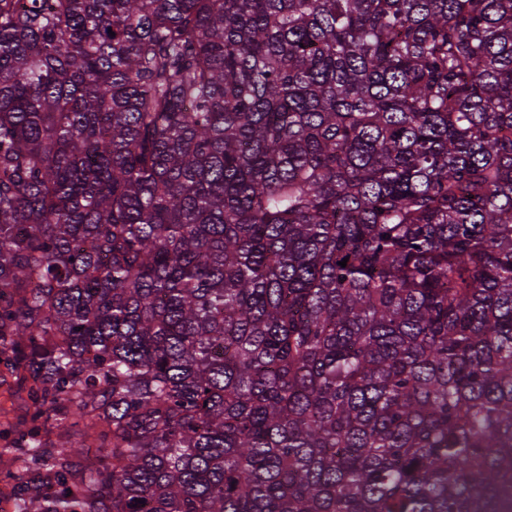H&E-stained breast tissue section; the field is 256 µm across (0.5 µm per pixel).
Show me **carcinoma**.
<instances>
[{
  "mask_svg": "<svg viewBox=\"0 0 512 512\" xmlns=\"http://www.w3.org/2000/svg\"><path fill=\"white\" fill-rule=\"evenodd\" d=\"M0 363L17 512L511 507L512 0H0ZM7 382L0 384V430L7 424L16 425L24 413L25 393L17 392L12 378L6 377ZM10 385V386H9Z\"/></svg>",
  "mask_w": 512,
  "mask_h": 512,
  "instance_id": "obj_1",
  "label": "carcinoma"
}]
</instances>
